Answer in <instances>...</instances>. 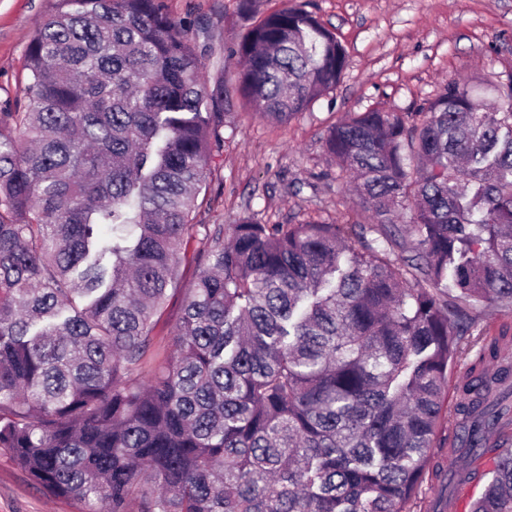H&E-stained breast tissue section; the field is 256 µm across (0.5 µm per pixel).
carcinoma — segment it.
Listing matches in <instances>:
<instances>
[{
    "mask_svg": "<svg viewBox=\"0 0 512 512\" xmlns=\"http://www.w3.org/2000/svg\"><path fill=\"white\" fill-rule=\"evenodd\" d=\"M202 25L162 0H57L0 112V448L97 512H447L454 451L493 455L471 512H512V72L486 107L450 81L420 112H351L327 154L374 223L195 224L224 143ZM231 54L254 114L286 122L347 65L311 12ZM376 234L362 250L348 242ZM199 273L177 287L190 244ZM177 356L143 373L167 302ZM473 356L455 383L448 377Z\"/></svg>",
    "mask_w": 512,
    "mask_h": 512,
    "instance_id": "cac0c4a2",
    "label": "carcinoma"
}]
</instances>
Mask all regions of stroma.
Segmentation results:
<instances>
[{
	"label": "stroma",
	"mask_w": 512,
	"mask_h": 512,
	"mask_svg": "<svg viewBox=\"0 0 512 512\" xmlns=\"http://www.w3.org/2000/svg\"><path fill=\"white\" fill-rule=\"evenodd\" d=\"M285 0H163L180 21L201 20L205 75L224 80V146L211 164L195 212L199 224H368L372 217L325 152L328 129L372 107L416 112L448 81L484 97L512 72V0H292L342 43L341 83L285 124L249 115L236 91L231 51L249 27ZM56 0H0V106L20 95L26 45ZM0 512H88L84 503L34 487L0 448Z\"/></svg>",
	"instance_id": "35a3bbf8"
}]
</instances>
